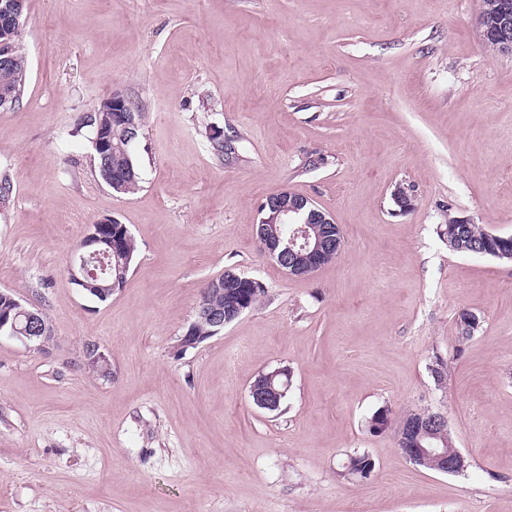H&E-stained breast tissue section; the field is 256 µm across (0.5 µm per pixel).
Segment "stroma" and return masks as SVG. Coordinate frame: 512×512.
Here are the masks:
<instances>
[{
    "instance_id": "stroma-1",
    "label": "stroma",
    "mask_w": 512,
    "mask_h": 512,
    "mask_svg": "<svg viewBox=\"0 0 512 512\" xmlns=\"http://www.w3.org/2000/svg\"><path fill=\"white\" fill-rule=\"evenodd\" d=\"M480 7L27 0L24 93L0 107V289L52 337H0V512H512V262L437 234L454 218L512 235V58L483 44ZM115 92L144 116L127 195L101 179L86 124ZM285 189L344 236L305 277L257 239ZM106 219L138 250L99 301L67 257ZM228 269L264 297L181 348ZM464 311L479 324L462 342ZM89 342L109 376L86 367ZM283 367L281 408H257L252 382ZM382 408L392 424L370 432ZM421 409L445 413L465 472L405 459L396 425ZM355 454L368 478L343 475Z\"/></svg>"
}]
</instances>
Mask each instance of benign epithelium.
Wrapping results in <instances>:
<instances>
[{
	"mask_svg": "<svg viewBox=\"0 0 512 512\" xmlns=\"http://www.w3.org/2000/svg\"><path fill=\"white\" fill-rule=\"evenodd\" d=\"M482 40L493 48L494 55L512 56V12L503 13L500 23L493 30L483 26L482 18H477ZM21 27V14L14 10L12 0L0 3V67L9 68L15 50L16 35ZM110 125L126 128L134 124V116L127 99L119 92L103 102ZM262 217L258 237L262 247L275 259L279 266L291 275H308L321 264L326 251L336 245L332 235L334 221L310 199L288 190L269 195L261 208ZM271 224H291V232L283 237L273 232ZM120 240L106 234L100 224L90 226L77 249L68 260L72 278L83 282L92 278L88 263L92 259L109 256L118 248ZM7 305L0 317V330L24 342L44 344L42 333L46 321L38 311L29 310L16 300L13 293L0 291V302ZM196 315L205 317L219 327L228 323L224 310L211 308L199 302ZM402 454L414 462L431 460L443 473H461L466 468V460L461 451L452 445L448 448H403Z\"/></svg>",
	"mask_w": 512,
	"mask_h": 512,
	"instance_id": "1",
	"label": "benign epithelium"
}]
</instances>
